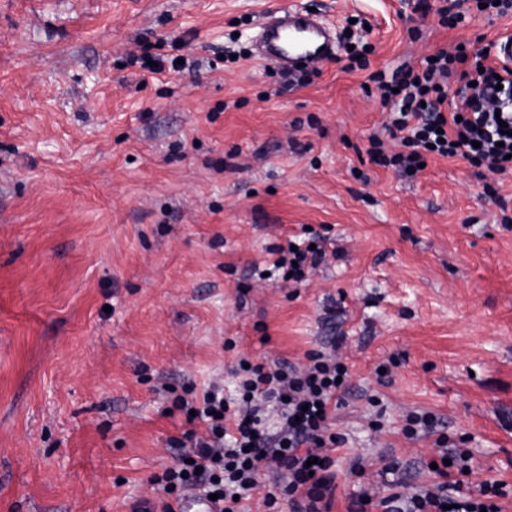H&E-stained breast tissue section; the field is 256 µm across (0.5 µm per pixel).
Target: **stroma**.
<instances>
[{"instance_id":"obj_1","label":"stroma","mask_w":512,"mask_h":512,"mask_svg":"<svg viewBox=\"0 0 512 512\" xmlns=\"http://www.w3.org/2000/svg\"><path fill=\"white\" fill-rule=\"evenodd\" d=\"M282 7L338 39L303 85L257 54ZM509 33L415 0H0V512L159 501L190 428L169 388L230 381L242 356L300 364L330 336L350 370L335 429L370 482L392 460L424 481L432 442L402 426L428 411L512 489V178L367 154L370 73ZM145 52L163 71L130 62ZM306 226L332 258L298 287L258 278Z\"/></svg>"}]
</instances>
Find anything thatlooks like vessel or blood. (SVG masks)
I'll return each instance as SVG.
<instances>
[{
  "label": "vessel or blood",
  "mask_w": 512,
  "mask_h": 512,
  "mask_svg": "<svg viewBox=\"0 0 512 512\" xmlns=\"http://www.w3.org/2000/svg\"><path fill=\"white\" fill-rule=\"evenodd\" d=\"M259 51L263 60L291 70L330 59L335 45L329 30L310 13L282 8L262 24Z\"/></svg>",
  "instance_id": "vessel-or-blood-1"
}]
</instances>
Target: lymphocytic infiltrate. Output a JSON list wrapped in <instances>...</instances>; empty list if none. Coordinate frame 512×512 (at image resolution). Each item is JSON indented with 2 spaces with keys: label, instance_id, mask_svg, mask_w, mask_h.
<instances>
[{
  "label": "lymphocytic infiltrate",
  "instance_id": "obj_1",
  "mask_svg": "<svg viewBox=\"0 0 512 512\" xmlns=\"http://www.w3.org/2000/svg\"><path fill=\"white\" fill-rule=\"evenodd\" d=\"M370 80L388 116L385 128L401 145L390 154L371 137V162L411 177L425 155L460 156L479 171L512 177V131H503L512 128V67L481 51L470 58L462 49L441 48L420 68H404L389 79L376 72ZM274 253L270 277L294 285L328 258L324 239L313 233ZM233 374L234 396L214 382L201 394L175 397L176 409L194 413L202 428L173 440L175 466L153 476L165 495L162 504L142 499L132 512H176L190 499L209 502L211 512H242L243 501L258 492L268 512L283 504L289 512H332L336 455L347 444L332 425L348 388L347 366L335 352L319 350L307 353L302 364L240 365ZM403 433L432 439L439 448L435 458L419 461L430 481L404 493L403 473L386 465V495L362 490L350 497L346 512H445L449 506L454 512H504V481L486 479L477 494L464 492L475 473L473 456L439 431L433 414L408 413Z\"/></svg>",
  "mask_w": 512,
  "mask_h": 512
}]
</instances>
